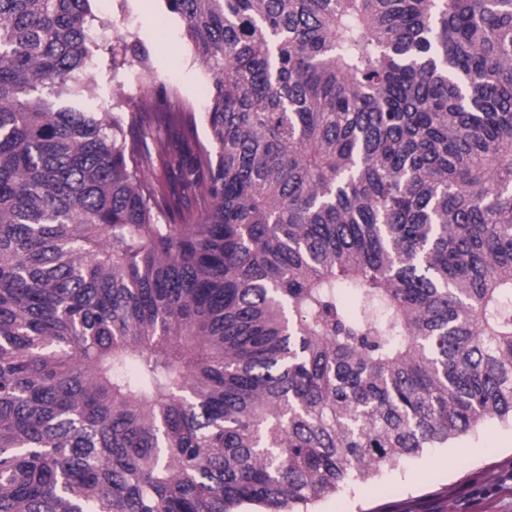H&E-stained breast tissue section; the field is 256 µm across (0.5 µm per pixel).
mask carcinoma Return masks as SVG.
Masks as SVG:
<instances>
[{
    "label": "carcinoma",
    "mask_w": 512,
    "mask_h": 512,
    "mask_svg": "<svg viewBox=\"0 0 512 512\" xmlns=\"http://www.w3.org/2000/svg\"><path fill=\"white\" fill-rule=\"evenodd\" d=\"M165 2L204 141L0 0V512H308L512 423V0Z\"/></svg>",
    "instance_id": "carcinoma-1"
}]
</instances>
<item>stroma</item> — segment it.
Listing matches in <instances>:
<instances>
[{
    "label": "stroma",
    "mask_w": 512,
    "mask_h": 512,
    "mask_svg": "<svg viewBox=\"0 0 512 512\" xmlns=\"http://www.w3.org/2000/svg\"><path fill=\"white\" fill-rule=\"evenodd\" d=\"M97 38L93 106L114 111L136 98L137 61L113 70L110 47L130 36L144 46L154 74L175 88L195 112L209 106V80L184 37L181 19L164 0H90ZM134 26L122 27L124 18ZM310 512H512V426L485 422L477 433L419 458L383 469L374 478L314 503Z\"/></svg>",
    "instance_id": "stroma-1"
}]
</instances>
